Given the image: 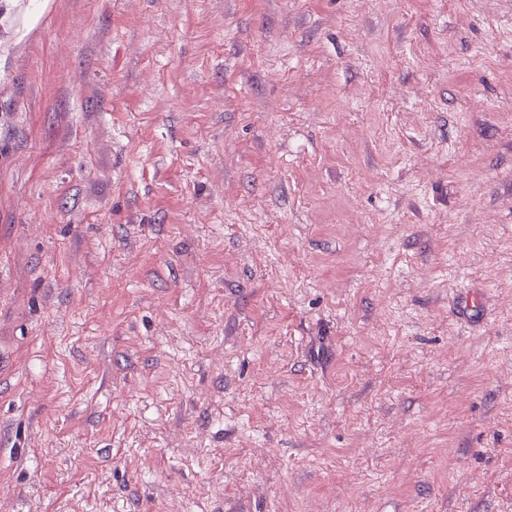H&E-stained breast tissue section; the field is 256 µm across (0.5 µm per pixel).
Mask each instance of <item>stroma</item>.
I'll return each mask as SVG.
<instances>
[{
  "label": "stroma",
  "mask_w": 512,
  "mask_h": 512,
  "mask_svg": "<svg viewBox=\"0 0 512 512\" xmlns=\"http://www.w3.org/2000/svg\"><path fill=\"white\" fill-rule=\"evenodd\" d=\"M511 270L512 0H0L10 512H512Z\"/></svg>",
  "instance_id": "1"
}]
</instances>
